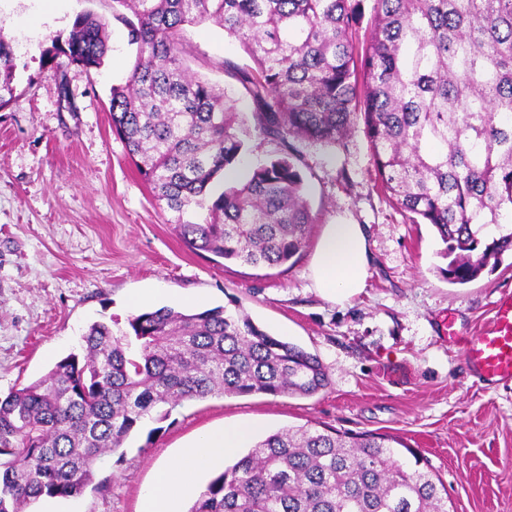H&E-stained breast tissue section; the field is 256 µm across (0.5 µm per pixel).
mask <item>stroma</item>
<instances>
[{"instance_id":"35a3bbf8","label":"stroma","mask_w":512,"mask_h":512,"mask_svg":"<svg viewBox=\"0 0 512 512\" xmlns=\"http://www.w3.org/2000/svg\"><path fill=\"white\" fill-rule=\"evenodd\" d=\"M108 24L104 66L85 71L42 64L52 38H67L76 15ZM0 29L14 45L16 87L0 109V396L44 376L80 350L98 320H126L130 299L195 311L240 309L273 334L317 355L330 386L310 397H210L172 410L159 433L141 428L101 463L96 481L59 500L61 512H141L157 467L199 433L263 420L264 433L318 424L348 434L398 437L399 458L448 488L455 512H512V382L490 383L469 366L464 342L512 294V265L449 283L431 225L411 223L378 184L362 124L344 144L296 143L314 222L295 262L255 268L187 248L109 124L112 85L135 58L112 0H0ZM190 75L224 88L236 112L254 104L224 74L248 65L238 43L213 25L184 32ZM366 225L372 262L364 291L338 306L321 298L309 264L322 225ZM452 318L460 332L442 331Z\"/></svg>"}]
</instances>
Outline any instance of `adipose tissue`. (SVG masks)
I'll return each instance as SVG.
<instances>
[{
  "label": "adipose tissue",
  "instance_id": "adipose-tissue-1",
  "mask_svg": "<svg viewBox=\"0 0 512 512\" xmlns=\"http://www.w3.org/2000/svg\"><path fill=\"white\" fill-rule=\"evenodd\" d=\"M370 256L364 225H323L309 266L313 287L329 302H350L366 286ZM261 430L258 419L242 418L231 427L202 433L177 459L157 471L145 494L142 512H177L179 502L200 472L222 465L226 455L245 447Z\"/></svg>",
  "mask_w": 512,
  "mask_h": 512
}]
</instances>
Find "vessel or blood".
I'll return each mask as SVG.
<instances>
[{"label": "vessel or blood", "mask_w": 512, "mask_h": 512, "mask_svg": "<svg viewBox=\"0 0 512 512\" xmlns=\"http://www.w3.org/2000/svg\"><path fill=\"white\" fill-rule=\"evenodd\" d=\"M473 370L489 382L512 381V295L497 301L491 323L465 347Z\"/></svg>", "instance_id": "b4317fda"}]
</instances>
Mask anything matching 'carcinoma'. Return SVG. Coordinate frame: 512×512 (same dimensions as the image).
<instances>
[{"label": "carcinoma", "instance_id": "carcinoma-1", "mask_svg": "<svg viewBox=\"0 0 512 512\" xmlns=\"http://www.w3.org/2000/svg\"><path fill=\"white\" fill-rule=\"evenodd\" d=\"M136 58L110 89L112 132L191 250L251 267L296 257L313 223L290 140L336 146L362 120L380 188L434 227L452 284L512 253V0H113ZM211 24L253 65L224 60L251 97L253 127L224 90L188 75L183 32ZM107 22L78 15L43 64L100 69ZM17 64L0 32V109ZM255 131L282 145L241 183L224 184ZM206 211L201 222L185 213ZM83 354L0 398V512L81 495L97 465L152 419L213 396L309 397L330 377L319 358L223 306H162L126 327L96 321ZM387 434L312 425L258 441L187 512H449L448 489L398 459Z\"/></svg>", "mask_w": 512, "mask_h": 512}]
</instances>
